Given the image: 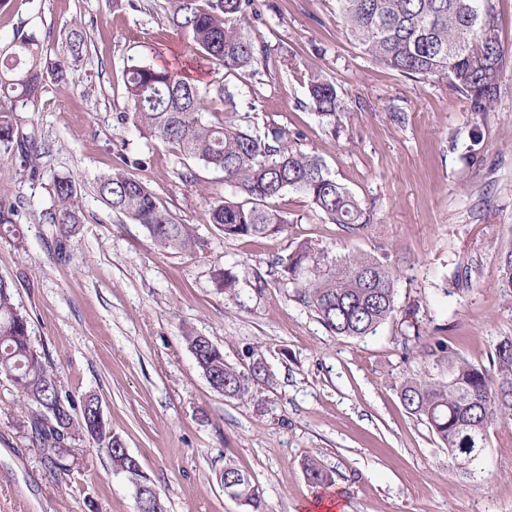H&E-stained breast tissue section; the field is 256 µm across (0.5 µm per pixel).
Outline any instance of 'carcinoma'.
I'll return each instance as SVG.
<instances>
[{
  "label": "carcinoma",
  "instance_id": "1",
  "mask_svg": "<svg viewBox=\"0 0 512 512\" xmlns=\"http://www.w3.org/2000/svg\"><path fill=\"white\" fill-rule=\"evenodd\" d=\"M169 22L182 31L199 55L230 75L246 72L259 61L263 49L243 26L254 0H167ZM346 34L379 64L409 77L442 80L462 96L469 111H488L498 90L504 54L495 25V0H337ZM87 41L71 30L66 50L51 57L32 33L19 31L0 50V147L16 148L30 157L34 144L20 136L14 119L16 103L37 98L47 83L66 80L70 61L83 55ZM132 111L120 115L146 138L167 143L184 156L224 173L232 193L209 209V223L224 237H264L286 230L288 219L270 201L288 190L305 196L314 212L348 234L373 223L363 207L334 178L316 156L289 145L286 127L264 131L243 127L231 116L202 119L210 93L233 101L225 84L200 87L168 67L132 64L126 73ZM309 100L320 119L336 126L344 111L336 85L319 73L308 75ZM142 163L124 157L96 178L101 201L136 224L164 250L193 254L208 246L191 224L179 222L152 191L128 168ZM52 204L42 213L46 224L64 231L81 223L79 190L70 177L52 175ZM15 207L0 198V226L15 233ZM286 284L312 308L331 332L362 338L373 335L395 316L397 275L389 265L368 254L333 255L326 248L299 242L277 261ZM500 287L512 294V251L500 259ZM185 341L203 376L224 397L242 400L259 385L272 387L274 374L257 364L260 354H248L254 365L224 361L216 344L203 347L201 337L189 333ZM427 355L446 362L448 378L437 380L409 374L399 384L401 402L409 414L424 421L452 462H478L488 448L490 428L512 418V338L502 339L490 366H478L437 343ZM0 378L8 381L32 409L28 424L47 458L59 471L68 469L70 441L77 433L105 446L112 468L133 484L147 481L139 461L118 451L107 420L93 395L77 399L62 393L41 354L32 346L28 318L13 303L11 287L0 280ZM309 482L326 488L332 475L308 459ZM217 481L231 483L232 498L247 512H263L262 494L253 476L224 461Z\"/></svg>",
  "mask_w": 512,
  "mask_h": 512
}]
</instances>
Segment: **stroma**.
<instances>
[{"mask_svg": "<svg viewBox=\"0 0 512 512\" xmlns=\"http://www.w3.org/2000/svg\"><path fill=\"white\" fill-rule=\"evenodd\" d=\"M254 7L246 26L265 58L228 76L170 25L166 0H0V46L24 30L57 53L75 23L90 45L67 85H48L16 109L40 146L33 163L0 150V194L17 203L19 228L0 231V279L13 287L32 345L62 392L98 397L167 512H245L216 480L228 458L254 477L266 512H304L314 497L309 458L331 472L345 512H512V420L492 427L475 474L459 475L398 391L407 374L446 377L427 345L486 366L512 337V296L498 286L499 260L512 251V0L496 2L506 65L481 114L445 82L406 77L362 53L336 0ZM163 59L201 85L225 78L238 123L288 127L292 147L319 157L374 224L347 234L290 190L272 202L288 219L284 233L224 237L208 222L213 198L231 192L222 173L117 121L130 109L128 66ZM312 72L344 102L335 128L309 106ZM474 135L481 161L469 165L462 149ZM123 156L144 159L134 177L196 226L204 252L162 251L100 201L96 176ZM186 170L194 183L182 180ZM54 174L81 188L83 222L68 234L40 220ZM300 240L390 263L394 318L365 338L327 330L280 283L275 261ZM226 270L236 280L228 291L219 287ZM189 332L233 364L260 351L276 388L246 400L217 393L187 347ZM28 413L0 381V512H135V488L104 448L73 437L70 470L60 473L25 426Z\"/></svg>", "mask_w": 512, "mask_h": 512, "instance_id": "stroma-1", "label": "stroma"}]
</instances>
